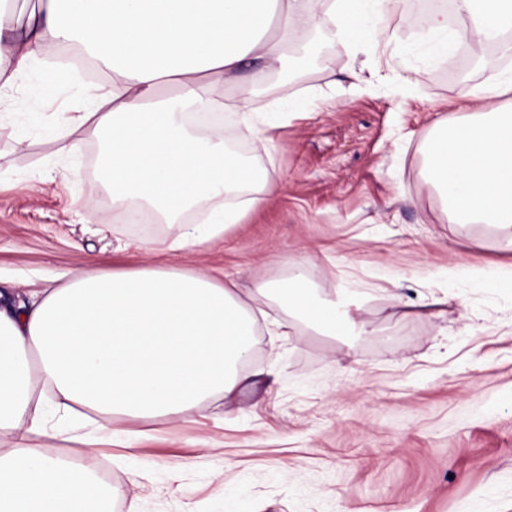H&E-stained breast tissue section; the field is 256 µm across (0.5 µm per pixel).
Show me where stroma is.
<instances>
[{
    "label": "stroma",
    "mask_w": 512,
    "mask_h": 512,
    "mask_svg": "<svg viewBox=\"0 0 512 512\" xmlns=\"http://www.w3.org/2000/svg\"><path fill=\"white\" fill-rule=\"evenodd\" d=\"M440 10L455 16V0H399V19L353 49L321 38L287 86L312 106L267 129L271 148L224 118L276 190L223 242L193 252L169 251L156 224L113 216L96 138L77 135L80 177H63L45 132L84 101L65 83L43 92L57 54L14 86L27 141L13 148V128L0 127L1 284L40 290L153 265L223 268L244 297L296 274L324 297L341 283L359 292L360 335H319L268 302L284 326L259 322L235 399L182 420H113L136 434L134 449L117 437L64 448L50 432L75 419L49 411L39 446L115 488L110 512H512V293L496 286L512 252L489 225L451 223L425 179L424 146L434 121L481 105L512 54L492 42L423 59L416 45ZM412 302L426 313L405 312Z\"/></svg>",
    "instance_id": "obj_1"
}]
</instances>
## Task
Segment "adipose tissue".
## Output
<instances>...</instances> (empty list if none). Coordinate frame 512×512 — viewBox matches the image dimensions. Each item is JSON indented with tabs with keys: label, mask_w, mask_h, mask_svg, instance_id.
<instances>
[{
	"label": "adipose tissue",
	"mask_w": 512,
	"mask_h": 512,
	"mask_svg": "<svg viewBox=\"0 0 512 512\" xmlns=\"http://www.w3.org/2000/svg\"><path fill=\"white\" fill-rule=\"evenodd\" d=\"M395 0H40L26 38L0 40V94L40 56L77 43L107 68L82 87L88 104L55 125L58 157L77 132L105 139L103 188L113 209L166 224L171 250L204 248L276 188L267 170L234 157L202 116L231 108L258 135L279 114L304 112L307 98L284 95L289 48L331 32L344 46L374 37ZM458 26L433 15L429 56L460 42L500 41L512 32V0H456ZM248 73L233 99L226 88ZM175 86L167 96L163 87ZM426 179L457 224H489L512 251V105L487 103L465 119L437 121L426 144ZM194 208L199 224L182 223ZM273 300L290 318L327 336L354 326L353 292L318 296L303 276L266 283L244 301L220 271L149 266L79 274L60 288L14 302L0 289V512H107L105 490L74 459L30 446L44 435L47 409H83L103 420H176L213 397L236 396L240 366L254 345V305Z\"/></svg>",
	"instance_id": "1"
}]
</instances>
